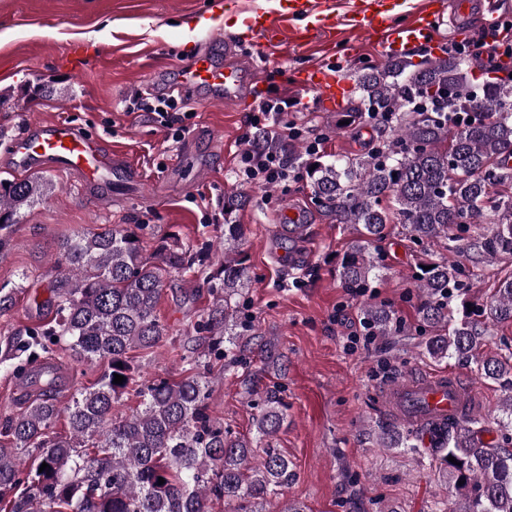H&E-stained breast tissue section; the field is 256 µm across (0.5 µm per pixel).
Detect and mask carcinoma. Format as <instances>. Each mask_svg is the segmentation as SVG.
Wrapping results in <instances>:
<instances>
[{"mask_svg": "<svg viewBox=\"0 0 512 512\" xmlns=\"http://www.w3.org/2000/svg\"><path fill=\"white\" fill-rule=\"evenodd\" d=\"M357 89L358 111L339 120L377 122L376 138L358 158L326 159L265 131L256 137L261 150L281 153L288 168L305 170L315 199L336 223L359 234L341 262L343 286L358 295L379 277L381 258L370 245L391 223L423 242L448 237L454 226L481 224L489 209L494 227L471 248L488 262L512 256V197L494 196L497 187L512 184V84L490 79L476 85L468 59L446 54L417 64L402 58L367 66ZM44 185L38 177L0 181V252ZM243 204L224 198L220 266L207 277L214 301L196 326V347L216 359L249 332L236 317L249 278L236 258L245 238L236 221ZM146 230L144 224L105 226L62 242L63 271L42 302L55 318L0 336V364L10 363L20 379L61 337L78 358L106 364L97 383L65 405L55 394L54 376L39 375L28 409L0 421V509L212 512L222 501L229 512H305L295 502L261 510L296 477L292 462L271 444L284 419L275 392L267 393L250 439L212 414L209 369L200 359L182 357L187 368L178 379H142L129 352L153 348L166 335L156 311L168 277L205 270L204 260L177 240L145 254ZM432 265L419 275L425 293L420 314L436 331L427 343L430 357L469 362L485 381L512 379V355L486 344L490 327L512 324V273L474 313L467 308L462 264L443 257ZM363 320L375 336L388 335L394 323L390 311L375 306L363 309ZM116 374L125 382L113 383ZM131 391L139 398L137 409L116 416L115 405ZM501 412L493 417L495 429L473 411L429 429L439 475L452 489L448 512H512V401ZM62 417L67 436L52 431ZM380 442L414 451L421 438L407 427L383 432Z\"/></svg>", "mask_w": 512, "mask_h": 512, "instance_id": "carcinoma-1", "label": "carcinoma"}]
</instances>
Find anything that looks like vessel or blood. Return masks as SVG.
Wrapping results in <instances>:
<instances>
[{
  "label": "vessel or blood",
  "instance_id": "1",
  "mask_svg": "<svg viewBox=\"0 0 512 512\" xmlns=\"http://www.w3.org/2000/svg\"><path fill=\"white\" fill-rule=\"evenodd\" d=\"M502 7L501 0H458L453 29L457 35H469L471 20L476 17L484 30L496 39H505L507 33L499 26ZM245 12L252 35L262 41L270 55L279 50L283 37L308 46L318 34L327 41L335 39L340 26L347 36L364 40L391 56L439 42L441 11L434 0H288L283 12L251 0ZM259 70L253 60L214 48L199 55L191 67L178 70L176 83L182 89L204 92L213 98L255 103L259 100ZM289 77L295 85L313 92L326 107L346 104L348 87L338 68L315 63L290 71ZM11 148L18 170L30 172L50 166L65 171L82 187L100 191L102 201L107 203L112 200L114 177H139L138 169L124 154H103L64 122H32L13 139ZM467 395L458 378L444 374L412 378L388 387L384 393L390 408L405 419L414 415V399H425L429 416L437 417L460 408Z\"/></svg>",
  "mask_w": 512,
  "mask_h": 512
}]
</instances>
